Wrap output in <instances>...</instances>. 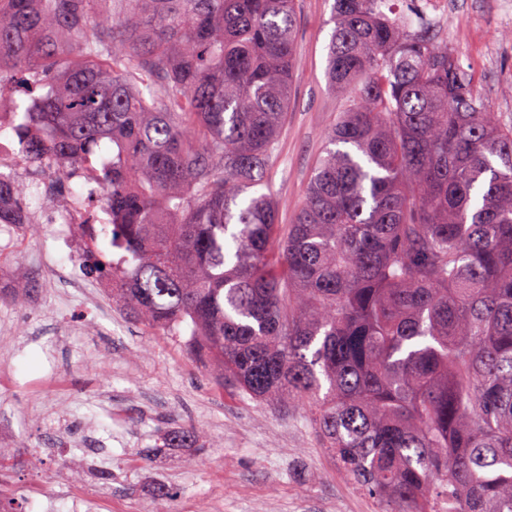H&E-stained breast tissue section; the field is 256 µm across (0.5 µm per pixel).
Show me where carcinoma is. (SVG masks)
Listing matches in <instances>:
<instances>
[{
	"mask_svg": "<svg viewBox=\"0 0 512 512\" xmlns=\"http://www.w3.org/2000/svg\"><path fill=\"white\" fill-rule=\"evenodd\" d=\"M389 2L334 0L343 109L291 224L296 0H0V111L30 168L100 158L85 273L218 389L301 411L379 512H512V124ZM26 190L0 172V224Z\"/></svg>",
	"mask_w": 512,
	"mask_h": 512,
	"instance_id": "carcinoma-1",
	"label": "carcinoma"
}]
</instances>
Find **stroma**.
Returning a JSON list of instances; mask_svg holds the SVG:
<instances>
[{
  "mask_svg": "<svg viewBox=\"0 0 512 512\" xmlns=\"http://www.w3.org/2000/svg\"><path fill=\"white\" fill-rule=\"evenodd\" d=\"M448 47L471 89L512 123V40L497 0H453ZM333 0H299V64L271 170L279 221L292 223L341 99L326 81ZM45 265H37V258ZM74 257L51 229L16 228L0 250V459L15 467L0 497L23 512H84L100 499L119 512H376L295 409L217 391L184 336H157L93 289L46 282ZM89 315L73 335L70 296ZM55 426L34 405L53 388ZM195 426L202 448H167L165 431ZM44 469L22 468L30 455ZM111 471L108 482L96 470ZM174 488L169 501L158 485Z\"/></svg>",
  "mask_w": 512,
  "mask_h": 512,
  "instance_id": "35a3bbf8",
  "label": "stroma"
}]
</instances>
